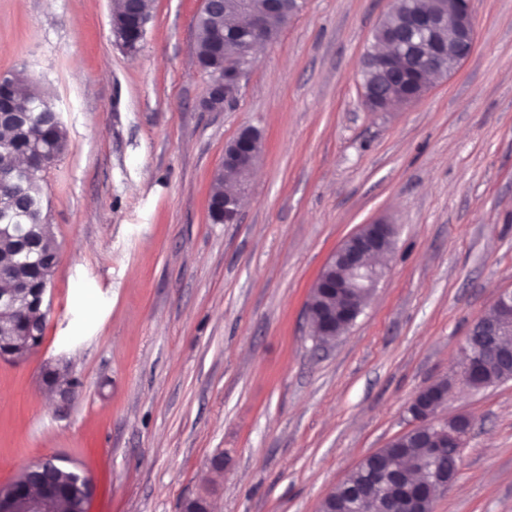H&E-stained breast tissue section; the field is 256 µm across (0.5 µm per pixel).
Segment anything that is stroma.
I'll return each instance as SVG.
<instances>
[{"label": "stroma", "instance_id": "35a3bbf8", "mask_svg": "<svg viewBox=\"0 0 512 512\" xmlns=\"http://www.w3.org/2000/svg\"><path fill=\"white\" fill-rule=\"evenodd\" d=\"M150 4L129 53L111 0H0V74L26 71L69 139L37 174L59 244L45 338L0 359V486L60 456L92 478L89 512H319L445 379L441 418L472 429L433 512H512V379L470 388L459 361L512 289V0H473L469 59L388 112L363 105L360 69L390 0H305L220 112L201 109L200 0ZM247 125L262 157L238 222L216 223ZM379 218L398 231L386 272L317 343L310 290ZM60 357L81 381L64 409L42 382Z\"/></svg>", "mask_w": 512, "mask_h": 512}]
</instances>
